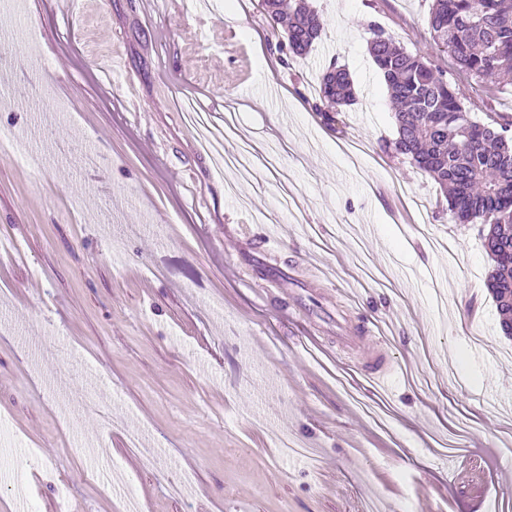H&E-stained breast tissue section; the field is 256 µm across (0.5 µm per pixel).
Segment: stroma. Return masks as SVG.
<instances>
[{"label": "stroma", "mask_w": 512, "mask_h": 512, "mask_svg": "<svg viewBox=\"0 0 512 512\" xmlns=\"http://www.w3.org/2000/svg\"><path fill=\"white\" fill-rule=\"evenodd\" d=\"M312 3L325 29L286 65L259 0L0 6V127L23 151L0 156L18 243L0 251V512H512L491 262L394 151L369 27L447 69L478 119L512 120V85L456 70L430 0ZM333 63L358 100L331 130L312 105ZM180 98L223 127V156ZM379 343L382 386L364 370ZM88 388L112 430L64 422Z\"/></svg>", "instance_id": "stroma-1"}]
</instances>
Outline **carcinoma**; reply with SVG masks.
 Listing matches in <instances>:
<instances>
[{
  "instance_id": "carcinoma-1",
  "label": "carcinoma",
  "mask_w": 512,
  "mask_h": 512,
  "mask_svg": "<svg viewBox=\"0 0 512 512\" xmlns=\"http://www.w3.org/2000/svg\"><path fill=\"white\" fill-rule=\"evenodd\" d=\"M279 40L282 63L306 55L325 20L310 0H262ZM428 25L435 45L456 69L483 83L512 74V0H431ZM369 54L395 108L398 154L426 172L446 193L455 224H482L483 247L493 262L488 288L512 336V123L476 119L447 70L433 66L381 27L370 29ZM324 124L354 101L349 74L333 64L319 81Z\"/></svg>"
}]
</instances>
